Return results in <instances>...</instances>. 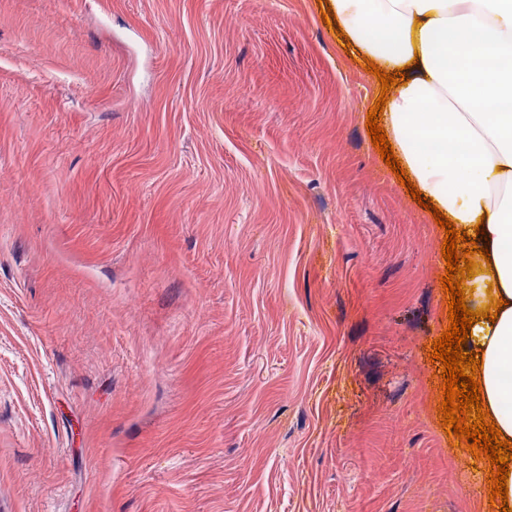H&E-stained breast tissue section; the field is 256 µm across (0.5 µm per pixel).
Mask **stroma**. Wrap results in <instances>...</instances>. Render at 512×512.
<instances>
[{
  "label": "stroma",
  "instance_id": "1",
  "mask_svg": "<svg viewBox=\"0 0 512 512\" xmlns=\"http://www.w3.org/2000/svg\"><path fill=\"white\" fill-rule=\"evenodd\" d=\"M379 95L317 0H0V512H499Z\"/></svg>",
  "mask_w": 512,
  "mask_h": 512
}]
</instances>
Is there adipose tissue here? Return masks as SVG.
Instances as JSON below:
<instances>
[{
  "mask_svg": "<svg viewBox=\"0 0 512 512\" xmlns=\"http://www.w3.org/2000/svg\"><path fill=\"white\" fill-rule=\"evenodd\" d=\"M352 56L405 77L382 118L407 176L455 227L483 225L465 290L484 406L512 442V0H329Z\"/></svg>",
  "mask_w": 512,
  "mask_h": 512,
  "instance_id": "1",
  "label": "adipose tissue"
}]
</instances>
